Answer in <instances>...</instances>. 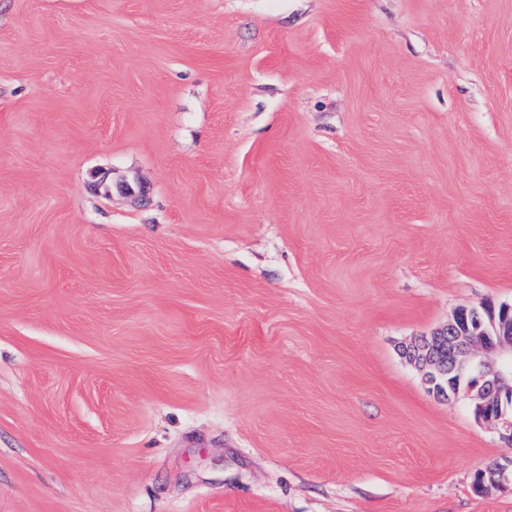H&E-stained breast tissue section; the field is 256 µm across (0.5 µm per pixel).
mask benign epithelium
<instances>
[{"label": "benign epithelium", "mask_w": 512, "mask_h": 512, "mask_svg": "<svg viewBox=\"0 0 512 512\" xmlns=\"http://www.w3.org/2000/svg\"><path fill=\"white\" fill-rule=\"evenodd\" d=\"M487 306L457 307L448 323L405 347L440 398L466 392L475 419L512 441V304L486 316ZM478 492L512 483L508 467L493 463L475 476Z\"/></svg>", "instance_id": "obj_1"}]
</instances>
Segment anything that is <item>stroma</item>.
I'll list each match as a JSON object with an SVG mask.
<instances>
[{
  "instance_id": "35a3bbf8",
  "label": "stroma",
  "mask_w": 512,
  "mask_h": 512,
  "mask_svg": "<svg viewBox=\"0 0 512 512\" xmlns=\"http://www.w3.org/2000/svg\"><path fill=\"white\" fill-rule=\"evenodd\" d=\"M488 302L512 0H0V512H512ZM458 306L448 323L405 347V357L425 372L437 397L451 400L465 391L475 419L512 442V304ZM466 384L448 389V373ZM446 381V386L444 382ZM474 481L477 482L478 493H482L488 487H504L509 482L512 484V460L510 477L507 466L493 463L484 470L479 471Z\"/></svg>"
}]
</instances>
